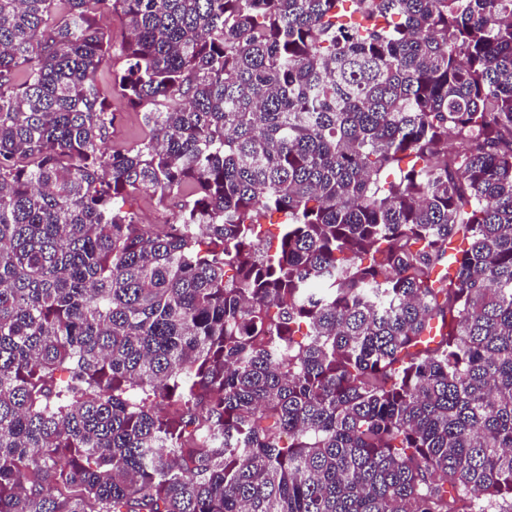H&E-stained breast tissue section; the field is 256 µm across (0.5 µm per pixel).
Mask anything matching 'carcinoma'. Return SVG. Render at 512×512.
<instances>
[{"label": "carcinoma", "mask_w": 512, "mask_h": 512, "mask_svg": "<svg viewBox=\"0 0 512 512\" xmlns=\"http://www.w3.org/2000/svg\"><path fill=\"white\" fill-rule=\"evenodd\" d=\"M0 512H512V0H0ZM121 64V59L116 57L105 71L104 77L99 80L102 96L112 105V109L120 113L122 118L121 124L115 128L108 142L110 150L112 149V141L117 144L129 142L135 140L140 135V126L136 112H132L112 91V65H114V69H116L120 67ZM172 202L158 204L156 200L149 202L137 197L133 201V209L139 213L142 224H166L171 213L175 211Z\"/></svg>", "instance_id": "obj_1"}]
</instances>
